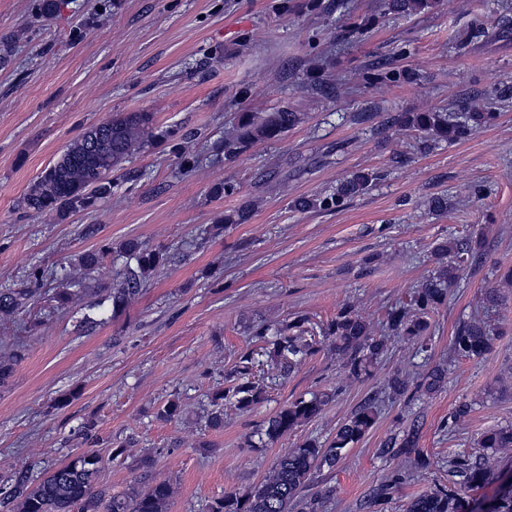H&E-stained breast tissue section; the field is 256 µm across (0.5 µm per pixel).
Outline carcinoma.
Segmentation results:
<instances>
[{
	"label": "carcinoma",
	"instance_id": "carcinoma-1",
	"mask_svg": "<svg viewBox=\"0 0 512 512\" xmlns=\"http://www.w3.org/2000/svg\"><path fill=\"white\" fill-rule=\"evenodd\" d=\"M439 0H390L389 8L397 14L416 15L437 8ZM491 118L489 112H473L464 104L458 112H403L395 118L402 127L417 132L423 149L444 141L460 140ZM297 121V113L281 110L262 120L251 112L236 113V126L224 138V156L231 157L254 144L278 138ZM155 114L152 112L118 113L90 128L29 187L24 197L28 209L60 220L70 213L87 210L114 192L112 172L135 155L146 144L156 140ZM379 175L357 171L333 192L301 197L294 207L302 211L338 208L344 201L366 192ZM251 204L245 203L224 215V224H244L251 217ZM437 267L404 305L391 307L385 315V335H373L372 326L349 307L342 308L324 324L304 317L292 322L267 324L254 331L259 351H246L226 375L227 385L216 390L210 399L212 412L207 426L219 428L224 423V404L249 411L268 399L263 378L256 368L266 364L286 373L300 367L315 352L317 344L331 341L343 358L347 376L358 380L368 374L387 351L388 340L402 337L421 340L415 355L428 361V343L422 341L429 329L428 315L448 296V289L457 286L458 272L481 255V241L446 239L433 248ZM120 265L119 278L107 296L111 315L116 316L138 298L151 273L165 264L166 249L150 247L130 238L117 246L102 244L83 252L77 268L38 269L33 272L37 282L53 285L57 307L65 308L80 299L88 276L105 260ZM31 292L11 288L0 290V316L12 317L26 307ZM493 337L481 319L466 322L453 338V349L461 357L481 358L491 347ZM448 379V370L441 365L429 368L417 381L395 376L389 388L396 396L409 389L423 394L438 391ZM329 400L326 393L301 395L280 407L257 430L260 447L277 442L301 425L318 418ZM377 407L372 401L360 405L327 442L308 439L281 455L258 486L242 494L228 492L212 500L207 512H292L302 499L313 474L324 467L333 469L374 426ZM482 449L478 460L457 458L448 461L449 473L459 478L453 487H441L423 493L408 505L407 512H475L462 496V491L483 486L495 472L501 455L512 449V425L497 426L484 431L477 440ZM104 467L103 457L95 450L78 453L57 466L42 480L35 482L24 473L0 485V507L7 512H165L173 487L167 481L112 495L97 487ZM486 512H512V486L502 484L496 494L481 501Z\"/></svg>",
	"mask_w": 512,
	"mask_h": 512
}]
</instances>
